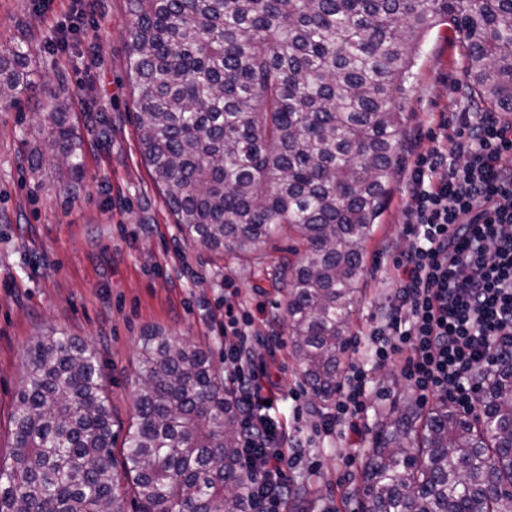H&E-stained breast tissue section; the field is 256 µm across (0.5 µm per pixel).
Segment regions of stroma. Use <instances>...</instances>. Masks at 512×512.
<instances>
[{
  "label": "stroma",
  "instance_id": "1",
  "mask_svg": "<svg viewBox=\"0 0 512 512\" xmlns=\"http://www.w3.org/2000/svg\"><path fill=\"white\" fill-rule=\"evenodd\" d=\"M131 20L128 0H0V45L25 41L35 69L18 101L0 105V458L12 451L11 416L38 336L57 329L98 352L120 437L135 415L132 380L142 337L176 334L210 347L223 364L229 300L252 314L254 333L285 339L269 364L280 393L270 414L299 430L304 444L287 512H363L360 491L343 482L345 473L360 474L362 463L348 456L352 448H369L381 419L399 418L404 403L417 400L398 362L377 366L364 339L390 293L388 275L403 242V185L393 183L364 245L366 271L351 327L360 344L341 356L342 366L368 372L369 427L360 437L315 432L327 406L312 397L286 340L280 273L292 241L280 236L245 260L182 239L140 147L138 92L127 69ZM465 85L461 35L447 25L433 28L400 98L404 163H411L413 147L431 146L438 130L432 114L467 108ZM60 101L83 139V174L68 182L50 156L31 163L44 136L37 115Z\"/></svg>",
  "mask_w": 512,
  "mask_h": 512
}]
</instances>
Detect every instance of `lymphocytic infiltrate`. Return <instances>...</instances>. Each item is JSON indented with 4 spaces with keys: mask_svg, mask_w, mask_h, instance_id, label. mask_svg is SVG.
<instances>
[{
    "mask_svg": "<svg viewBox=\"0 0 512 512\" xmlns=\"http://www.w3.org/2000/svg\"><path fill=\"white\" fill-rule=\"evenodd\" d=\"M441 145L416 149L405 183V246L393 289L368 339L383 365L397 359L420 403L438 397L470 415L483 375L512 358V118L457 112L440 118ZM235 344L224 350L241 449L251 475L248 512H286L288 473L302 443L270 416L267 363L254 354L252 316L224 304ZM368 376L350 365L320 427L361 435Z\"/></svg>",
    "mask_w": 512,
    "mask_h": 512,
    "instance_id": "f902f5d3",
    "label": "lymphocytic infiltrate"
}]
</instances>
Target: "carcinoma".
I'll return each mask as SVG.
<instances>
[{
  "label": "carcinoma",
  "instance_id": "1",
  "mask_svg": "<svg viewBox=\"0 0 512 512\" xmlns=\"http://www.w3.org/2000/svg\"><path fill=\"white\" fill-rule=\"evenodd\" d=\"M139 140L182 236L247 258L285 231L288 335L312 396H336L339 359L404 147L397 96L421 38L462 33L467 88L512 112V0H129ZM30 82L28 51L0 48V102ZM43 148L82 172L67 106L42 114ZM135 422L114 455L98 353L53 331L30 348L0 461V512H247L233 404L210 349L152 333ZM364 512H512V368L482 379L477 416L439 401L376 430Z\"/></svg>",
  "mask_w": 512,
  "mask_h": 512
}]
</instances>
